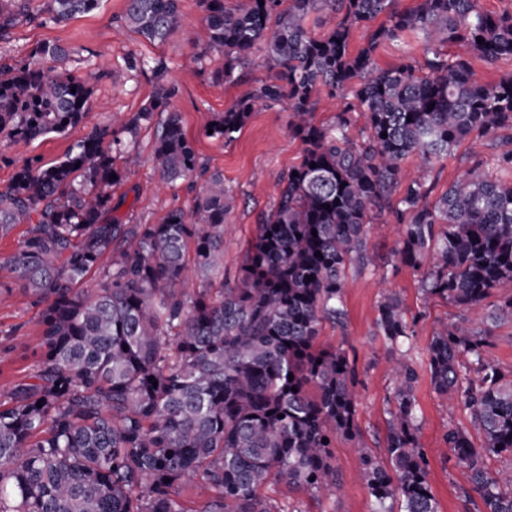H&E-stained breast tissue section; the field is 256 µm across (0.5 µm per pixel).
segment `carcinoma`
Returning a JSON list of instances; mask_svg holds the SVG:
<instances>
[{
	"instance_id": "carcinoma-1",
	"label": "carcinoma",
	"mask_w": 512,
	"mask_h": 512,
	"mask_svg": "<svg viewBox=\"0 0 512 512\" xmlns=\"http://www.w3.org/2000/svg\"><path fill=\"white\" fill-rule=\"evenodd\" d=\"M29 2L0 0V36L28 15ZM394 2L201 0L206 40L197 58L221 62L218 81L233 80L255 56L269 69L215 115L210 137L230 142L256 107L284 103L304 144L297 175L282 176L229 288L224 224L235 197L223 174L205 180L191 210L173 209L159 224L112 217V188L140 162L128 145L142 127H154L162 184L201 168L169 109L172 87L92 130L64 159L25 162L0 191V235L29 225L3 264L41 306L44 327L29 374L0 394V512H308L305 502L340 488L336 437L359 436L356 370L320 332L325 322L344 324L346 271L373 265L367 226L383 216L398 225L400 263L418 270L431 259L426 301L466 310L512 285V148L466 162L434 200L428 184L466 139L512 129V74L481 83L472 65L512 58V13L483 11L478 0H419L406 11ZM99 3L46 0V12L66 22ZM313 14L321 34L309 29ZM381 15L351 53L352 28ZM124 19L159 43L182 22L178 0H126ZM410 35L423 40V63L378 68V50ZM64 55L44 43L0 64L1 139L28 143L84 120L88 83L46 64ZM322 93L345 100L327 126L314 121ZM355 112L366 118L356 134ZM410 156L413 175L403 170ZM91 274L95 287H81ZM490 307L484 320L441 323L420 362L398 363L388 464L360 453L374 512H392L396 498L404 512H438L419 443L423 372L480 433L476 442L452 424L444 435L469 474L464 499L478 496L481 512H512V466H489L512 455V379L487 356L493 328L512 324V296ZM415 324L397 294H382L376 326L388 344L409 339ZM275 485L296 504L278 508L267 494ZM185 486L203 499L200 508L181 499Z\"/></svg>"
}]
</instances>
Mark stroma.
Segmentation results:
<instances>
[{"label":"stroma","instance_id":"1","mask_svg":"<svg viewBox=\"0 0 512 512\" xmlns=\"http://www.w3.org/2000/svg\"><path fill=\"white\" fill-rule=\"evenodd\" d=\"M125 6L126 0H102L96 10L54 24L45 19V0H30L28 17L0 37V60L27 55L44 42L68 48L64 68L86 80L91 89L89 113L79 125L26 145L0 141V189L9 185L25 161H58L92 128L109 126L114 114H133L159 88H175L170 107L179 112L201 164L209 171L222 172L225 187L235 197L224 226V282L233 284L256 225L271 209L284 173L300 164L304 145L292 135L289 113L279 105L253 112L234 141L206 137L204 130L214 116L266 79L267 69L257 59L241 71L238 81L215 82L216 62L195 56L205 39V13L199 0H179L182 26L162 43L149 42L129 31L122 21ZM131 56L165 59L168 69L158 76L148 69L128 67L126 60ZM511 135L504 130L496 140L464 142L455 155L435 166L430 177L434 194H441L454 182L466 155L475 152L492 158L503 139ZM153 147V129L142 128L132 144L141 164L112 198L123 223L157 224L172 208L193 205L195 193L187 182L171 187L159 184L153 171ZM398 239L394 225L371 229L367 248L375 257V267L362 273L348 271L346 324L341 328L323 325L320 333L321 342L341 347L356 369L360 435L337 437L333 455L341 488L335 496L310 504V512H372L373 499L360 476V451L366 448L377 458L385 456L388 411L396 386L393 368L398 360L421 358L439 322L458 313L441 299L422 302L421 274L399 262ZM385 288L396 292L410 314L418 318L410 345L391 348L377 331L378 304ZM38 315L31 297L7 271L0 270V390L24 379L41 353ZM415 396L421 419L420 444L429 455V483L439 512H479L480 500H464L461 489L468 484L467 473L456 466L443 441L449 425H470L469 416L451 409L435 392L428 375H421Z\"/></svg>","mask_w":512,"mask_h":512}]
</instances>
